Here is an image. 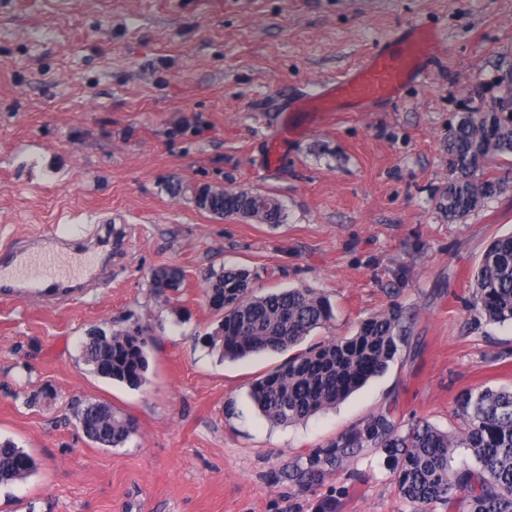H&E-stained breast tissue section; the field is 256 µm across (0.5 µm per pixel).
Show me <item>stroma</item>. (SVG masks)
<instances>
[{"label":"stroma","mask_w":512,"mask_h":512,"mask_svg":"<svg viewBox=\"0 0 512 512\" xmlns=\"http://www.w3.org/2000/svg\"><path fill=\"white\" fill-rule=\"evenodd\" d=\"M410 23L442 43L424 82L327 118L267 170L283 107ZM506 56L512 0H0V251L63 231L112 238L108 282L88 296H0V437L37 463L0 489V512H412L383 448L349 437L381 413L402 434L422 420L451 431L466 393L512 386V325L470 304L487 244L512 233V192L461 224L437 207L448 130L497 95ZM202 184L274 196L284 220L215 218L192 200ZM164 265L185 280L162 302L150 275ZM223 265L247 269L257 296L327 297L334 317L311 341L393 309L407 333L341 404L271 423L250 384L285 354L232 362L201 342L221 317L204 278ZM131 314L155 332L136 390L79 352ZM47 385L54 399L30 405ZM79 401L110 403L135 434L91 443ZM329 448L335 467L296 479Z\"/></svg>","instance_id":"35a3bbf8"}]
</instances>
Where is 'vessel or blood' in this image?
Returning <instances> with one entry per match:
<instances>
[{
    "instance_id": "1",
    "label": "vessel or blood",
    "mask_w": 512,
    "mask_h": 512,
    "mask_svg": "<svg viewBox=\"0 0 512 512\" xmlns=\"http://www.w3.org/2000/svg\"><path fill=\"white\" fill-rule=\"evenodd\" d=\"M440 51L434 31L411 25L393 40L376 44L361 61L340 77L324 81L320 91L286 105L278 137L267 153L268 166H276L294 137L319 125L331 112H369L380 104L399 98L409 85L428 74ZM21 253L0 257V294L5 296L50 293L63 294L78 275L68 272L48 276L54 257L38 258L36 273L18 270Z\"/></svg>"
}]
</instances>
